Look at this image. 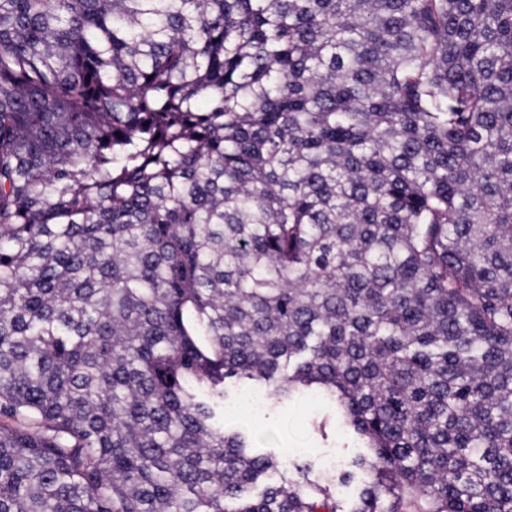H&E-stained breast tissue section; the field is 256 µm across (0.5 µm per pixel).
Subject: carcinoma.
Segmentation results:
<instances>
[{"mask_svg":"<svg viewBox=\"0 0 512 512\" xmlns=\"http://www.w3.org/2000/svg\"><path fill=\"white\" fill-rule=\"evenodd\" d=\"M230 377L366 451L257 452ZM354 477L512 512V0H0V512Z\"/></svg>","mask_w":512,"mask_h":512,"instance_id":"1","label":"carcinoma"}]
</instances>
